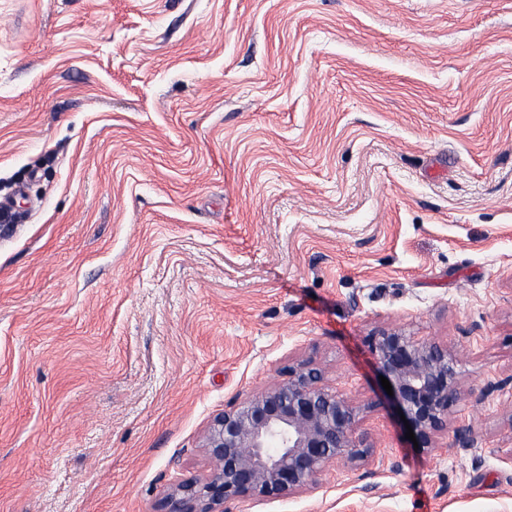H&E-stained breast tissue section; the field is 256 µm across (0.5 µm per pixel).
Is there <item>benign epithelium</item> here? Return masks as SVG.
I'll return each instance as SVG.
<instances>
[{
	"label": "benign epithelium",
	"mask_w": 512,
	"mask_h": 512,
	"mask_svg": "<svg viewBox=\"0 0 512 512\" xmlns=\"http://www.w3.org/2000/svg\"><path fill=\"white\" fill-rule=\"evenodd\" d=\"M372 339L392 386L389 400L420 447H433L461 395L456 358L448 347L401 329L379 330ZM321 380V370L304 363L287 380L225 409L204 445L210 472L167 493L163 512H229L241 497L288 498L318 488L337 461L366 459L369 447L355 434L357 408Z\"/></svg>",
	"instance_id": "benign-epithelium-1"
}]
</instances>
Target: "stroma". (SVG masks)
Returning <instances> with one entry per match:
<instances>
[{"mask_svg":"<svg viewBox=\"0 0 512 512\" xmlns=\"http://www.w3.org/2000/svg\"><path fill=\"white\" fill-rule=\"evenodd\" d=\"M20 177L0 512H161L307 361L374 457L234 512H512V0H0V197ZM380 328L457 358L434 449Z\"/></svg>","mask_w":512,"mask_h":512,"instance_id":"35a3bbf8","label":"stroma"}]
</instances>
